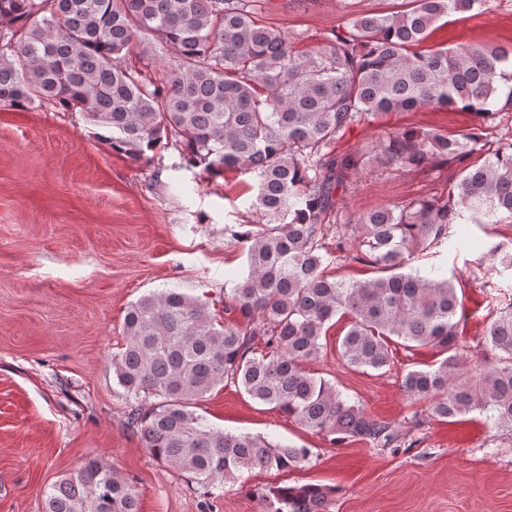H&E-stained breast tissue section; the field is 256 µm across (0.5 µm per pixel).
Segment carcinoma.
I'll return each instance as SVG.
<instances>
[{
    "instance_id": "carcinoma-1",
    "label": "carcinoma",
    "mask_w": 512,
    "mask_h": 512,
    "mask_svg": "<svg viewBox=\"0 0 512 512\" xmlns=\"http://www.w3.org/2000/svg\"><path fill=\"white\" fill-rule=\"evenodd\" d=\"M486 2L404 0L402 10L356 17L320 48L298 50L302 38L257 21L259 0H0V107L79 112L133 162L166 143L187 168L254 177L250 208L260 221L230 238L243 246L248 273L224 305L245 324L218 320L177 289L151 293L128 307L112 360L129 424L153 458L191 477L204 503L245 471L301 469L312 456L209 425L194 407L220 386L243 389L332 446L395 452L407 443L395 423L305 369L342 320L347 365L385 374L399 347L436 349L442 359L402 375L409 403H427L448 423L478 411L512 430V302L489 313L481 345L491 357L465 370V308L453 280L435 268L404 271L431 249H459L458 224L512 223V142L488 140L491 121L512 108V48L417 50L439 21ZM154 41L177 51L160 81L130 59ZM430 108L474 112L481 122L456 135L404 128L355 152L333 148L369 117ZM448 164L458 169L448 192L340 222L339 192L361 175ZM333 254L378 276L337 280L322 269ZM481 263L512 272V245L489 244ZM335 492L253 490L264 512H328ZM44 503L45 512H139L135 486L98 455L47 488Z\"/></svg>"
}]
</instances>
